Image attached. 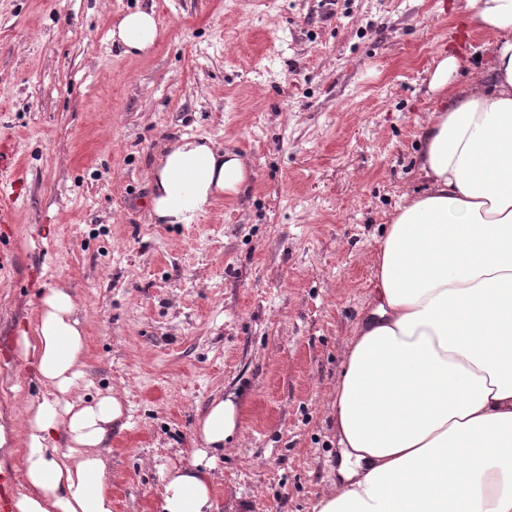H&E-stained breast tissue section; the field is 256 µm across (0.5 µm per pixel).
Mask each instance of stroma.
Returning <instances> with one entry per match:
<instances>
[{"instance_id":"1","label":"stroma","mask_w":512,"mask_h":512,"mask_svg":"<svg viewBox=\"0 0 512 512\" xmlns=\"http://www.w3.org/2000/svg\"><path fill=\"white\" fill-rule=\"evenodd\" d=\"M464 0H0V351L68 289L87 394L119 391L112 512H160L163 471L241 396L217 512H314L336 478L346 344L375 250L422 192L429 89ZM153 8L152 50L111 32ZM248 163L194 224H156L150 172L180 136Z\"/></svg>"}]
</instances>
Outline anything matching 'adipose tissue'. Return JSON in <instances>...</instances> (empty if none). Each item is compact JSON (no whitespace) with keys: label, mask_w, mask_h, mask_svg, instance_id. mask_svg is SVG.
Listing matches in <instances>:
<instances>
[{"label":"adipose tissue","mask_w":512,"mask_h":512,"mask_svg":"<svg viewBox=\"0 0 512 512\" xmlns=\"http://www.w3.org/2000/svg\"><path fill=\"white\" fill-rule=\"evenodd\" d=\"M490 63L442 55L424 128L422 193L407 196L375 252L370 309L356 323L336 387V482L316 512H512V0H465ZM153 11L124 15L112 39L150 50ZM249 172L236 153L180 137L151 174L150 216L193 224ZM19 354L37 385L24 423L0 425V456L22 476L14 512H112L107 446L123 428L116 392L89 398L86 338L64 288L42 298ZM239 398H215L201 448L164 474L161 512H214L213 451L236 436Z\"/></svg>","instance_id":"adipose-tissue-1"}]
</instances>
